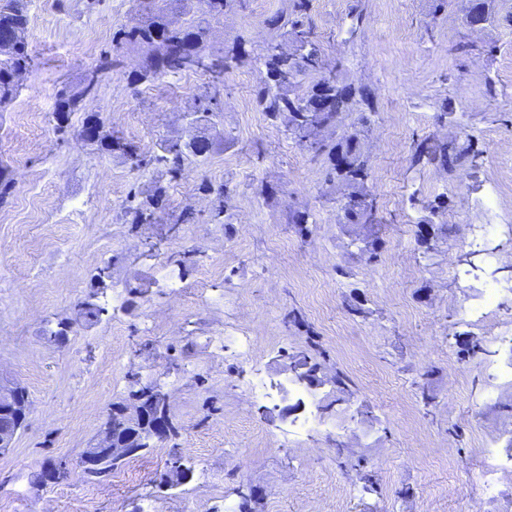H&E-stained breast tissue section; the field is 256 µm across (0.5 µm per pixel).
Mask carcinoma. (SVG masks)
I'll return each instance as SVG.
<instances>
[{
  "instance_id": "1",
  "label": "carcinoma",
  "mask_w": 512,
  "mask_h": 512,
  "mask_svg": "<svg viewBox=\"0 0 512 512\" xmlns=\"http://www.w3.org/2000/svg\"><path fill=\"white\" fill-rule=\"evenodd\" d=\"M310 0H291L287 11L277 13L267 20L272 32L270 43L294 40L299 43L297 56L281 57L270 51H264L260 62L264 67H274L286 75L295 74L303 78L308 74H317L321 70L322 51L311 39L307 30ZM238 0H205L204 17L196 16L193 0H135L137 20L131 25L121 27L112 37L113 51H105L93 72L98 76L120 64L119 58L112 55L121 49L143 50L148 47H162L168 60L167 73L177 75L191 70L183 63L182 51L193 48L206 58L204 71L220 81L224 73L242 62L241 49L245 46L243 37H237L232 46L224 50H213L206 41L208 19H219L233 11ZM186 16V21L178 28H171L167 22L168 6ZM28 0H0V29L28 30ZM31 57L24 39L14 42L10 47L0 48V66L10 65L16 68H29ZM310 92L321 98L331 99V111L303 112L301 107L291 100L289 82L280 84L263 83L256 91L257 107L265 116L285 126L294 136L296 143L318 155L323 156L328 165L329 181L346 186L348 193L343 203V212L348 224H370L373 222V199L368 189L371 167L361 148V129H353L348 136L329 138L316 145L307 143L308 128L338 112H349L355 105L372 108L371 93L365 88H355L335 78L321 77L311 84ZM95 96V89L87 82L76 85H64L57 93V106L54 112L58 132L67 128L66 116L78 112L83 104ZM348 153L352 156V168H336V154ZM417 161L427 160L450 169L458 160V153L448 144H436L420 149ZM137 164L153 168L157 173L152 185L146 189L137 187L129 194L128 205L123 207L122 218L128 224H151L159 208V202L165 192L162 181L177 179L185 164L192 161V155L179 145L168 146L160 153L148 157L136 158ZM214 197L213 220L218 221L224 214L230 188L226 183L206 187Z\"/></svg>"
}]
</instances>
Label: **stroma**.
<instances>
[{
  "label": "stroma",
  "instance_id": "1",
  "mask_svg": "<svg viewBox=\"0 0 512 512\" xmlns=\"http://www.w3.org/2000/svg\"><path fill=\"white\" fill-rule=\"evenodd\" d=\"M288 4L245 0L211 22L213 49L248 39L224 76L226 146L167 183L158 223L135 228L121 209L153 171L79 129L95 112L107 135L155 151L210 79L136 83L128 52L58 133V90L133 23L134 2L30 0L32 64L0 112L13 183L0 206V374L26 388L31 412L0 456V512H239L250 489L256 512H512V0H487L479 30L468 0L434 19L431 0H311L325 72L374 96L362 142L372 224L345 223L323 161L255 106L266 20ZM437 140L480 154L449 171L415 162ZM224 182L218 224L205 187ZM188 207L197 223L172 225ZM428 219L447 234L420 239ZM91 295L100 321L53 341ZM296 354L321 364V384L294 382ZM136 375L169 393L175 431L87 480L80 455ZM286 405L284 420L273 409ZM176 458L191 477L163 486ZM61 459L68 480L31 484Z\"/></svg>",
  "mask_w": 512,
  "mask_h": 512
}]
</instances>
